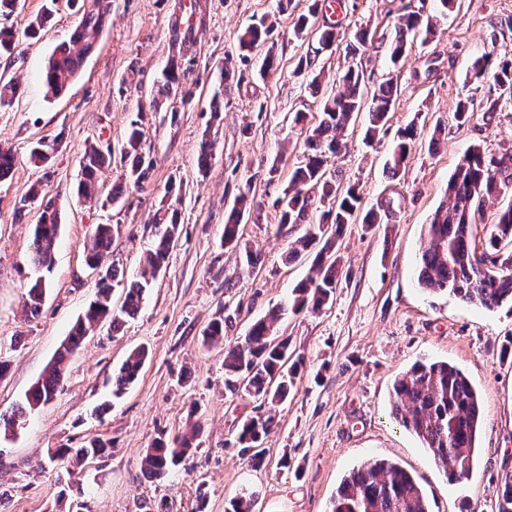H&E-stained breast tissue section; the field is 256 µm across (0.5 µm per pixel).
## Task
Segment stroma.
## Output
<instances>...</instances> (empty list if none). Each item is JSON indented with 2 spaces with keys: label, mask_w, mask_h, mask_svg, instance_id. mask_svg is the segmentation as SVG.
Wrapping results in <instances>:
<instances>
[{
  "label": "stroma",
  "mask_w": 512,
  "mask_h": 512,
  "mask_svg": "<svg viewBox=\"0 0 512 512\" xmlns=\"http://www.w3.org/2000/svg\"><path fill=\"white\" fill-rule=\"evenodd\" d=\"M409 3L425 13L435 8L434 0H342L341 9L325 18L346 35L322 50L315 30L299 39L292 32L310 0H292L281 15L276 0H203L196 64L182 85L188 97L177 108L155 112L148 105L170 56L171 0H112L93 52L62 95H46L41 74L74 28L67 8H59L20 55L0 58V78L19 82L21 90L0 107V143L15 154L10 175L0 181V356L9 361L0 377V414L24 404L93 298L96 279L84 244L95 226L113 230L104 265L129 278L139 275L153 242L150 218L169 184L183 183L178 239L137 316L117 332L96 326L70 357L55 398L28 412L19 426L0 431V512H153L160 501L168 512H224L240 495L253 499V512H329L345 476L376 458L412 473L432 512H461L465 503L473 512H496L501 479L512 472V306L487 310L426 293L416 266L425 226L465 152L475 145L491 155L512 150V109L491 122L479 111L464 125L453 117L459 98L483 99L469 80L473 60L491 49L512 57V0H459L435 36L414 41L395 70L389 42L352 51L359 29L392 34ZM270 16L277 19L274 69L261 71L255 56L222 79L242 29ZM309 54L325 72L316 92L296 71ZM353 63L367 85L391 76L399 93L386 133L368 141L366 118L358 116L327 165L341 185L357 188L364 208L387 200L392 216L371 230L348 225L337 242L342 271L332 301L316 313L285 314L275 324V336L287 340L301 372L276 409L263 442L265 463L255 469L232 441L243 421L255 416L256 403L225 391L224 346L287 302L311 272V258L286 263L273 202L304 158L296 113H305L304 124L317 122L323 95ZM218 90L224 111L216 120L209 103ZM139 112L143 148L154 161L148 180L139 189L126 187L108 206L79 198L85 144L119 145ZM411 125L418 137L406 167L389 176L388 151ZM437 126L444 137L435 145L430 138ZM56 135L62 143L48 167L35 165L31 143ZM206 136L216 148L203 174L197 157ZM35 183L54 202L60 226L47 295L33 319L24 300L36 276L28 254L40 209L29 203L20 218L14 210ZM246 186L257 206L240 224L239 237L257 254L253 268L222 242L224 214ZM227 315L232 321L223 342L207 344V327ZM140 347L148 357L137 380L113 396L114 376ZM432 359L460 367L483 405L473 471L454 485L418 437L391 417L395 379L416 361ZM105 402L109 410L96 414ZM192 433L200 440L196 453L163 478L144 475L141 458L155 438ZM94 437L110 442L109 457L76 466L47 456L48 449L78 448Z\"/></svg>",
  "instance_id": "obj_1"
}]
</instances>
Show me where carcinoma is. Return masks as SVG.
I'll use <instances>...</instances> for the list:
<instances>
[{
    "instance_id": "cac0c4a2",
    "label": "carcinoma",
    "mask_w": 512,
    "mask_h": 512,
    "mask_svg": "<svg viewBox=\"0 0 512 512\" xmlns=\"http://www.w3.org/2000/svg\"><path fill=\"white\" fill-rule=\"evenodd\" d=\"M456 0H436V14L423 15L420 10L404 7L396 25V42L392 44L390 61L400 62L409 39L420 37L428 41L435 34L440 18L447 15ZM58 0H47L42 14L28 21L24 29L0 28V56H12L25 38H35L52 15ZM319 0H312L308 14L294 23L295 36L313 26L318 18ZM75 8L76 26L68 41L59 45L44 72L46 94L57 95L76 77L91 50L92 39L105 26L111 9L101 0H68ZM202 6L198 0H176L172 5L170 40L172 56L164 72V83L158 88L154 103L170 97L182 85L195 65L196 30L203 23ZM274 25L261 19L244 28L238 37V57L246 61L253 50L267 47L265 67H274ZM319 44L331 47L342 40L338 25L325 21L317 29ZM470 81L482 86L489 84L482 105L483 116L491 118L512 104V58L498 57L490 51L476 58L470 70ZM397 95V82L388 78L378 84L365 103L361 90V75L349 67L339 79L338 87L323 98L318 122L306 128L307 153L297 166L283 193L273 206L280 210L278 232H294L305 224V233L289 242L287 259L297 260L315 253L312 275L296 285L288 307L295 313L317 312L331 299L338 280L340 260L336 242L347 225L357 219L360 196L356 188H343L336 174L327 168V158L340 150L343 131L354 115L367 110V136L371 139L387 122ZM474 115L471 97L460 99L454 107V118L465 124ZM143 113L130 122L119 151H103L88 144L80 158L81 179L78 195L93 202L98 197L100 169L119 154L126 165V184L143 187L153 162L143 152ZM417 131L404 128L391 148L387 168L396 176L406 164L415 143ZM60 137H44L31 150V160L47 165L58 150ZM512 187V153L498 157L487 155L478 146L465 153L448 180L447 200L432 215L426 225L427 245L418 265V285L428 292H448L461 301L486 309L512 304V252L499 257L512 246V204L499 210L495 223L490 225L482 252H477L473 227L478 214L492 199ZM390 203H381L368 210L361 223L368 229L382 223L389 215ZM252 210L250 190L240 192L224 220V245L239 247L238 226ZM320 212L319 219L313 214ZM178 210L174 203L161 199L153 218L154 242L145 257V269L124 284L125 297L120 307L112 306L111 289L118 279V270L103 267L102 260L110 248L112 227L99 224L85 245L86 261L100 271L97 291L84 314L77 320L61 343L53 361L26 394L27 407H19L11 415L0 416L4 427L17 424L26 409L44 405L55 398L68 359L80 348L94 326L106 321L112 331L121 329L126 319L135 316L151 286V279L162 270L173 247L178 231ZM59 216L50 201L43 204L39 224L35 226L28 259L39 270L51 272L58 239ZM46 296V283L36 280L27 290V314L35 318L41 313ZM285 307L279 306L255 321L247 333L224 352V386L230 391L244 389L259 407L268 410L245 420L234 445L253 466L263 462L260 446L272 428L273 409L288 398L294 385L298 366H288V343L273 336L274 324ZM147 358L144 348L133 350L114 378L113 395H120L134 383ZM393 417L398 424L413 432L428 448L434 460L447 466L448 481L467 478L476 456V441L483 419L480 396L467 375L454 364L444 360L417 362L393 383ZM197 448L194 436L173 439L159 438L147 449L142 469L150 478H161L190 456ZM109 455L108 443L92 439L81 448H49V459L71 458L80 461L104 458ZM501 497L497 512H512V474L501 480ZM332 512H431L427 496L416 479L400 465L376 459L351 471L343 480L334 500Z\"/></svg>"
}]
</instances>
